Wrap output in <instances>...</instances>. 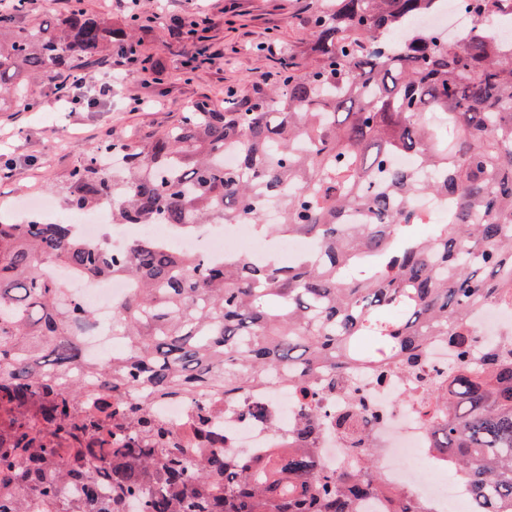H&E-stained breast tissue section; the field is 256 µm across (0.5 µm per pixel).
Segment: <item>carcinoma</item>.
<instances>
[{
	"label": "carcinoma",
	"mask_w": 512,
	"mask_h": 512,
	"mask_svg": "<svg viewBox=\"0 0 512 512\" xmlns=\"http://www.w3.org/2000/svg\"><path fill=\"white\" fill-rule=\"evenodd\" d=\"M31 0L0 17V109L39 107L31 83L80 70L135 46L124 27L71 0L52 25H20ZM447 0H317L311 40L281 61L279 88L241 104L195 103L166 133L138 140L116 130L69 174L63 200L93 210L112 198V223L181 231L257 215L268 198L280 223L267 234L307 237L320 249L294 264H221L151 240L110 254L64 222L0 223V512H354L380 488L373 449L356 414L336 426L361 465L314 466L318 425L258 461L218 447L191 460L150 398L232 396L256 379L285 375L307 393L331 366L395 358L412 367L431 336L461 358L465 317L512 301V47L480 25L459 39L417 20ZM490 22L512 0H459ZM120 156L119 168L99 162ZM232 153L235 162L224 156ZM399 155L412 165H393ZM445 197L448 215L422 239L417 197ZM360 212L362 224L346 217ZM67 267L133 285L112 335L125 354L86 359L93 316L68 302L52 275ZM378 352L361 357L360 336ZM434 447L471 488L467 512H512V350L489 372L464 364L433 394ZM390 512H420L395 493Z\"/></svg>",
	"instance_id": "obj_1"
}]
</instances>
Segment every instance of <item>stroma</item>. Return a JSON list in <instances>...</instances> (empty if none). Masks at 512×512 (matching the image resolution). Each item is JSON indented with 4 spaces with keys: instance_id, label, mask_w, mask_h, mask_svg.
Returning <instances> with one entry per match:
<instances>
[{
    "instance_id": "stroma-1",
    "label": "stroma",
    "mask_w": 512,
    "mask_h": 512,
    "mask_svg": "<svg viewBox=\"0 0 512 512\" xmlns=\"http://www.w3.org/2000/svg\"><path fill=\"white\" fill-rule=\"evenodd\" d=\"M312 5L313 0H165L160 17L143 20L137 31L143 57L163 71L161 81L145 80L141 71L131 70L111 102L62 112L51 84L43 80L34 87L39 109L0 112V141L17 161L9 175L0 174V199L56 189L106 130L123 128L150 138L177 125L198 100L220 101L230 93L238 99L253 97L261 75L276 85L282 52L308 44L303 18ZM200 9L208 19L204 31L172 41L171 20ZM135 98L142 104L134 110ZM54 142L58 150L46 157V146ZM31 155L36 165H27Z\"/></svg>"
}]
</instances>
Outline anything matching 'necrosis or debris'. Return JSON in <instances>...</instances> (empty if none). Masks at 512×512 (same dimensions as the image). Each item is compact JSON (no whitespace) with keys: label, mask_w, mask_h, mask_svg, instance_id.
I'll list each match as a JSON object with an SVG mask.
<instances>
[{"label":"necrosis or debris","mask_w":512,"mask_h":512,"mask_svg":"<svg viewBox=\"0 0 512 512\" xmlns=\"http://www.w3.org/2000/svg\"><path fill=\"white\" fill-rule=\"evenodd\" d=\"M76 235L89 243L106 242L113 253L127 252L140 238L167 241L187 254H202L222 262L230 251H246L250 260H270L286 265L314 252L311 241L295 238L266 239L253 243L252 218L242 217L233 224H212L189 232L176 231L168 224H124L112 226V202L102 200L92 211H73L69 218ZM55 275L68 293L95 314L92 335L82 340L86 359L109 362L122 345L112 338V318L118 304L131 290L121 276L90 280L64 269ZM468 330L480 345L469 362L487 366L488 355L512 344V304L496 303L472 311ZM460 359L447 337L434 336L417 369L409 371L398 361L385 367L366 366L347 375V387L336 393L330 389L327 372L309 379L311 394L302 396L287 380H262L243 393L217 398L202 394L187 401L165 398L151 401L154 415L167 422L181 436L193 455L209 447L194 438L198 409H206L211 423L222 430V447L230 455L264 459L275 448L291 445L296 432L309 414H317L321 432L314 444L318 469L341 472L359 463L336 427L338 414L360 410L371 444L376 450L375 466L383 475L386 492L360 500L357 512H389L387 491L400 490L427 508L428 512H458L469 501L468 489L456 481L444 480L448 467L432 447L433 426L425 412L428 392L448 379Z\"/></svg>","instance_id":"necrosis-or-debris-1"}]
</instances>
